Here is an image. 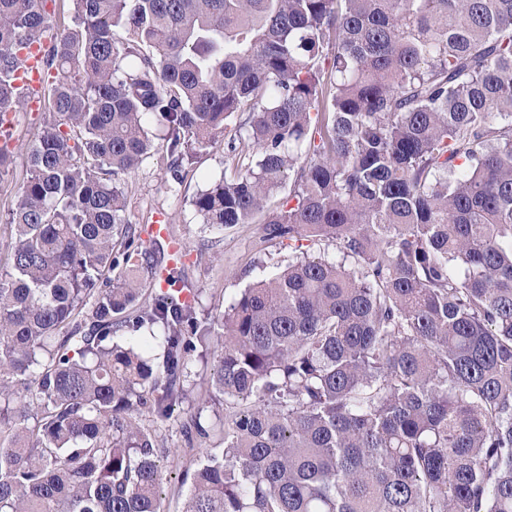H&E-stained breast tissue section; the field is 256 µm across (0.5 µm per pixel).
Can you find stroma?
I'll use <instances>...</instances> for the list:
<instances>
[{
  "label": "stroma",
  "instance_id": "1",
  "mask_svg": "<svg viewBox=\"0 0 512 512\" xmlns=\"http://www.w3.org/2000/svg\"><path fill=\"white\" fill-rule=\"evenodd\" d=\"M42 121V109L31 101L11 114L9 132L16 150L6 175L0 177V217L10 209L17 186L26 175V147L37 133ZM225 150L216 143L208 153L198 157L183 174L181 184H173L172 177L158 155L146 158L141 166L126 178V219L133 224L152 223L157 215H165L174 238L186 247L181 261L162 260L161 267L169 278L180 281L187 288L199 291L202 309L209 310L229 303L247 287L263 267L287 264L293 252L284 245H270L263 241L259 223L238 224L216 234L202 229L201 220L191 200L195 194L208 188L224 176ZM212 357H194L188 384V400L177 417L159 426L165 440L166 453L160 460L163 490L170 512H178L187 488L182 483L185 469L194 466L197 459L211 450L210 445L196 446L185 451L182 425L190 414L200 413L202 421L219 428L220 421L210 405L200 400L210 378Z\"/></svg>",
  "mask_w": 512,
  "mask_h": 512
}]
</instances>
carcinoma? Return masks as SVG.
Returning <instances> with one entry per match:
<instances>
[{"label": "carcinoma", "mask_w": 512, "mask_h": 512, "mask_svg": "<svg viewBox=\"0 0 512 512\" xmlns=\"http://www.w3.org/2000/svg\"><path fill=\"white\" fill-rule=\"evenodd\" d=\"M43 2L0 0V124L44 72L0 225V512H166L199 345L232 412L179 512H512V0H70L47 45ZM239 114L195 211L306 250L202 317L146 290L122 185Z\"/></svg>", "instance_id": "cac0c4a2"}]
</instances>
